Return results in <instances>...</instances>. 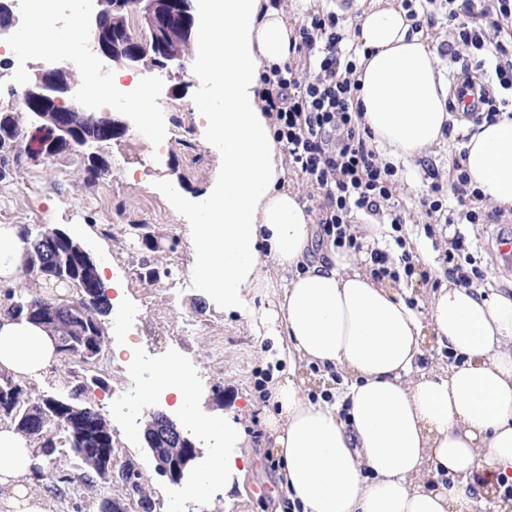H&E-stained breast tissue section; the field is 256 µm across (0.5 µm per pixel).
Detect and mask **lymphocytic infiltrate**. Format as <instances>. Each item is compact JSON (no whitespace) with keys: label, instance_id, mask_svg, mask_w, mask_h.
<instances>
[{"label":"lymphocytic infiltrate","instance_id":"obj_1","mask_svg":"<svg viewBox=\"0 0 512 512\" xmlns=\"http://www.w3.org/2000/svg\"><path fill=\"white\" fill-rule=\"evenodd\" d=\"M416 31H436L439 10H447L450 29L440 44L441 55L458 64L455 90L448 99L449 112L462 113L473 126L495 122L501 115L497 91L512 92V0H402ZM345 27L335 12L312 14L295 26L291 46L303 56L304 65L287 62L270 68L262 80L261 100L274 125V137L282 143L296 171L319 193L320 236L337 248L359 250L352 216L363 213L388 217L394 226L405 224L390 202L398 182V170L384 162L362 128L354 106L358 82L356 62L345 53ZM452 195L459 219L469 224H500L505 212L482 207L483 195L472 188L455 155L447 174L433 173L432 182L417 198L425 232L434 234L445 211L442 199ZM462 231L447 239L443 262L449 278L471 285L485 276L470 251ZM368 271L376 279L394 281L429 279L421 260L410 252L390 258L372 251Z\"/></svg>","mask_w":512,"mask_h":512}]
</instances>
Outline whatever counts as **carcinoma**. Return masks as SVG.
Returning <instances> with one entry per match:
<instances>
[{"instance_id": "carcinoma-1", "label": "carcinoma", "mask_w": 512, "mask_h": 512, "mask_svg": "<svg viewBox=\"0 0 512 512\" xmlns=\"http://www.w3.org/2000/svg\"><path fill=\"white\" fill-rule=\"evenodd\" d=\"M164 50L170 56L186 58L191 42V34L183 31V26L171 18H163ZM28 116L21 117L15 109L6 113L0 125V165L10 153L12 137H21L28 132L31 108H26ZM57 120L71 126L76 140L100 138L96 124L76 112H59ZM109 170L108 161L95 153L87 157L83 177L95 182L104 177ZM132 234L137 236L141 245L149 251L159 249L158 242L146 232V225H131ZM26 252L23 272L44 284L62 287L72 293L71 299H48L31 292L8 290L7 302L12 315L41 324L54 333L59 360L64 363L82 360L91 368L102 360V339L104 325L101 318L110 310V302L103 282L96 272H91L81 265L73 256L67 244L58 236L56 229H39L27 227L23 231ZM29 384L16 381L5 375L0 378V421L13 425L21 435L35 440L41 455L49 457L60 445H66L72 452V467L83 472V476L95 473L106 483L116 481L121 484L125 495L138 499H150L143 486L140 470L124 463L117 477L103 472V465L98 456L112 452V432L95 429L89 435L83 434L81 425L73 423L63 426L67 410L63 404L65 397L42 396L31 398L28 394ZM41 414L46 419L44 430L40 434L32 431L29 418ZM156 416H151L144 439L147 447L155 448L159 453L174 459L176 468H181L179 452L166 443L153 439ZM82 448H95L93 455H84Z\"/></svg>"}]
</instances>
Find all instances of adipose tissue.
I'll return each instance as SVG.
<instances>
[{
  "label": "adipose tissue",
  "mask_w": 512,
  "mask_h": 512,
  "mask_svg": "<svg viewBox=\"0 0 512 512\" xmlns=\"http://www.w3.org/2000/svg\"><path fill=\"white\" fill-rule=\"evenodd\" d=\"M200 8L205 54L195 75L223 100L203 117L224 146V178L193 227L195 269L272 343L268 424L281 490L302 512H472L473 474H512V296L445 280L418 312L361 257L333 247L315 257L314 218L288 185L260 101L264 69L291 55V30L272 0H202ZM354 37L362 127L389 162L421 154L449 119L436 52L411 34L399 0H374ZM465 149L473 185L512 209V117L477 127ZM24 250L19 226L1 224L0 288L17 283ZM427 333L461 363L418 367ZM56 360L50 332L0 304V372L36 377ZM304 362L344 370L347 392L311 399L295 376ZM35 461V447L0 424L6 512H48L27 488Z\"/></svg>",
  "instance_id": "1"
}]
</instances>
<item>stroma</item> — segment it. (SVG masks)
I'll use <instances>...</instances> for the list:
<instances>
[{"mask_svg":"<svg viewBox=\"0 0 512 512\" xmlns=\"http://www.w3.org/2000/svg\"><path fill=\"white\" fill-rule=\"evenodd\" d=\"M201 54L195 41L189 49L192 64L185 71L153 66L135 70L138 81L151 89L153 109L165 110L176 128L164 152L154 154L140 147L136 134L141 125L129 108L123 107L113 112L125 123L122 132L96 147L110 165L106 181L84 179L82 155L64 153L34 161L23 151L10 178L0 180V209L9 223L22 228H59L86 246L96 264L106 265L108 282L121 288L120 307L129 315L121 329L109 335L100 367L89 370L78 363L52 364L41 377L32 379V394L60 395L75 380L85 381L83 404L105 418L119 461L133 462L142 472L154 512H167L174 496L185 498L202 512H281L284 496L266 461L272 451L271 431L263 410L251 406L259 395L258 378L268 374L262 344L237 313L225 311L223 303L207 293L193 269V226L201 220L198 203L224 174V147L211 141L198 108L199 102L212 98L195 77V63ZM458 149L454 139L444 136L421 157L405 161L394 203L411 208L427 190L430 171L446 172ZM175 184L183 192L177 202L169 196V188ZM133 224L146 225L162 242H176V251L148 253L130 234ZM465 230L477 244L486 269L484 287L511 295L512 268H503L489 248L497 225L469 224ZM145 258L171 268V277L155 282L141 279L137 270ZM187 321L195 325L193 334L181 331ZM129 336L136 338L140 353L151 364L149 377L133 378L114 357L115 348ZM173 358L179 359L195 388L180 405L174 395L158 397L152 384L161 364ZM128 385L136 390L142 407L131 430L113 414L110 400L113 390ZM158 411L179 422L190 415L197 419L207 416L217 424L213 438L198 439L202 455L185 485L172 484L161 476L147 450L144 426ZM227 420L241 431L238 450L250 456L249 470L226 475L199 495L185 496L184 487L200 484L204 473L223 460L224 452L214 441L223 438L222 424ZM28 489L34 496L49 497L54 512H98L104 495L124 496L120 485L106 487L95 476L76 478L66 500L55 496L49 479L29 482Z\"/></svg>","mask_w":512,"mask_h":512,"instance_id":"1","label":"stroma"}]
</instances>
